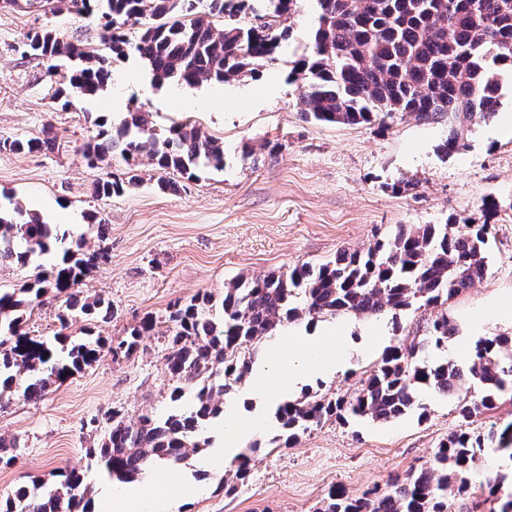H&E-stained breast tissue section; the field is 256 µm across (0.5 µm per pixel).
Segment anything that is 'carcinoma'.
<instances>
[{"mask_svg":"<svg viewBox=\"0 0 512 512\" xmlns=\"http://www.w3.org/2000/svg\"><path fill=\"white\" fill-rule=\"evenodd\" d=\"M80 18H94L101 40L112 56L133 52L159 82L194 87L204 81L224 82L252 75L274 59L290 38L288 19L296 0H275L273 19L256 26L242 21L253 10L249 0H44ZM316 20L313 51L297 61L288 81L297 84L307 120L324 124H376L384 127L398 115L428 123H448L440 145L445 155L458 150L464 127L475 119L492 118L507 80H512V0H312ZM139 26L131 41L122 26ZM22 54L52 62L49 74L63 62L55 100L61 108L71 97H96L112 76L108 58L47 28L31 32ZM83 156L95 167L117 154L126 171L102 178L94 192L101 198L121 195L140 181L141 158L160 173L161 192L177 193L179 183L165 174L176 171L188 181L200 166H224L222 143L202 136L189 120L163 133L154 131L149 113L130 112L112 134L108 121ZM54 137L0 141V151L33 153L50 150ZM491 225L401 224L386 240L365 251L341 248L318 265H297L286 273L239 276L224 283V294H198L174 303L168 329L166 366L175 386L172 409L164 416L141 415L127 422L118 411L90 454L119 481L137 479L158 460L180 463L210 447L201 438L207 425L224 416V403L251 374L259 349L280 336V329L304 317L339 315L397 317L412 308L438 307L482 280L489 272ZM63 238L56 225L16 201L0 208V265H25L34 254L57 248ZM105 253L83 252L77 243L47 275H39L13 291H0V408L12 399L17 375L34 374L23 389L29 402L39 401L53 380L72 376L96 363L106 349L101 339L70 342L63 333L55 341L24 332L25 308L53 292L66 296L67 309L89 320L108 319L112 304L101 296L84 297L77 285ZM155 325L145 320L130 338L112 348V355L135 350ZM457 335L444 314L429 322L428 335L403 339L384 351L381 360L352 399H327L304 393L301 399L277 405L278 433L267 444L289 448L313 426L334 418L390 422L413 412L426 416L419 392L430 388L456 399L461 425L483 411L512 399V336L480 341L471 366L446 359L431 361L429 353L448 351ZM493 448L512 461V433L453 431L441 442L436 466L398 478L383 490L351 497L329 491L317 512H448V488H469V475L481 452ZM262 449L253 442L238 454L224 492L245 479L252 457ZM60 487L33 482L0 498V512H92L91 489L76 470L61 473Z\"/></svg>","mask_w":512,"mask_h":512,"instance_id":"carcinoma-1","label":"carcinoma"}]
</instances>
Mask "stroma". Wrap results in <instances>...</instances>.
Listing matches in <instances>:
<instances>
[{"mask_svg":"<svg viewBox=\"0 0 512 512\" xmlns=\"http://www.w3.org/2000/svg\"><path fill=\"white\" fill-rule=\"evenodd\" d=\"M291 38L273 61L253 76L194 87L160 85L136 55L115 62L112 80L94 99H74L61 108L52 95L56 84L47 63L23 56L26 35L51 28L67 40L107 54L94 20L46 7H0V140L40 135L51 127L50 151H0V205L16 199L57 224L67 240L84 239L86 251L104 250L106 261L78 284L86 296L112 304L110 320L72 321V331L90 326L109 350L82 372L51 383L40 401L17 396L0 409V439L12 456L0 468V495L31 478L55 482L60 470L90 477L98 491L104 470L90 454L109 425L112 411L134 422L146 412L166 413L174 385L166 366L163 338L167 309L175 300L210 292L222 295L225 282L240 275L283 273L317 264L340 248L364 250L401 224H493L489 273L453 299L446 309L459 333L447 357L466 366L478 340L512 334V321L497 320L494 305H512V96L504 95L489 121L474 120L460 149L444 155V123L404 116L388 128L331 125L305 120L296 85L287 80L294 63L312 51L311 0H297L290 18ZM146 112L163 133L191 119L203 135L224 145V166L202 169L180 193L155 190L157 172L142 163V185L123 195L100 198L96 179L124 169L112 157L89 167L84 144L96 133L98 116L113 122L130 112ZM252 155H244L245 147ZM499 212L485 217L488 198ZM106 224L97 238L88 215ZM65 310L62 299L46 295L26 314L30 335L50 340ZM434 310H409L399 319L325 317L283 327V349L293 355L307 337L321 336L326 346L347 345L351 354L340 369L306 381L310 391L333 399L353 398L384 350L408 334H423ZM153 317L157 333L144 337L129 356L110 349L126 339L144 317ZM425 418L409 415L388 423L329 420L290 448L267 449L252 460L247 480L232 492L224 475L232 464L212 468L208 456L193 455L178 467L184 478L207 471L198 491L189 495L187 512H316L328 491L341 487L359 496L386 487L396 477L430 466L439 443L459 422L453 399L423 391ZM273 400L251 395L241 386L225 407L241 422L263 417L265 424L247 433L264 440L275 429ZM495 488H488V481ZM512 498V460L496 453L480 459L468 491L448 497V512H498Z\"/></svg>","mask_w":512,"mask_h":512,"instance_id":"35a3bbf8","label":"stroma"}]
</instances>
